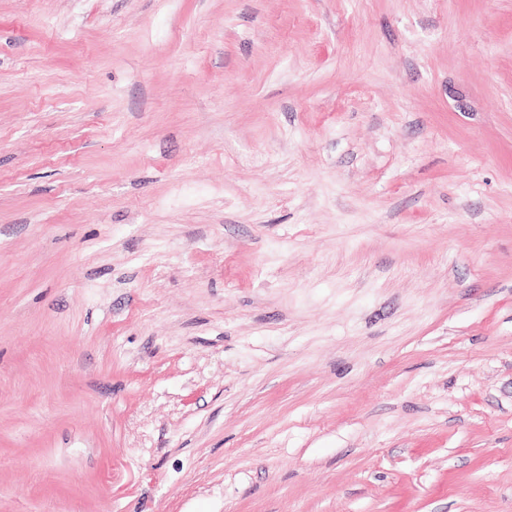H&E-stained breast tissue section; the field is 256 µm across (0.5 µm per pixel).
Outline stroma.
<instances>
[{
    "mask_svg": "<svg viewBox=\"0 0 512 512\" xmlns=\"http://www.w3.org/2000/svg\"><path fill=\"white\" fill-rule=\"evenodd\" d=\"M0 512H512V0H0Z\"/></svg>",
    "mask_w": 512,
    "mask_h": 512,
    "instance_id": "35a3bbf8",
    "label": "stroma"
}]
</instances>
